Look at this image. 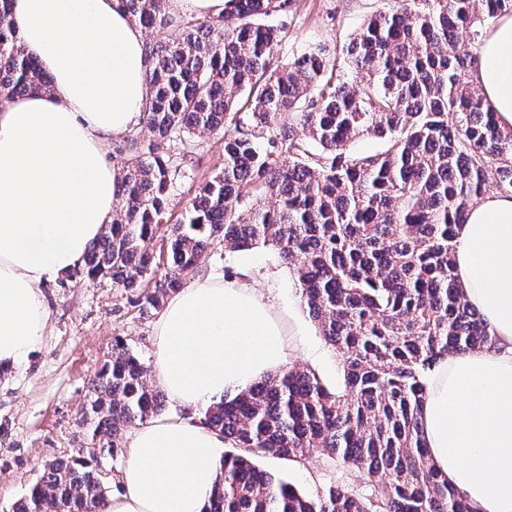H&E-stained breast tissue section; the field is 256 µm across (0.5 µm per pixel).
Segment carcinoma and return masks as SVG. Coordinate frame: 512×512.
<instances>
[{
	"label": "carcinoma",
	"instance_id": "cac0c4a2",
	"mask_svg": "<svg viewBox=\"0 0 512 512\" xmlns=\"http://www.w3.org/2000/svg\"><path fill=\"white\" fill-rule=\"evenodd\" d=\"M0 0V101L47 91ZM169 0H122L141 27L178 36L148 48L149 138L129 135L119 206L80 280L110 278L158 308L215 242L272 246L344 373L341 391L288 367L207 408L224 454L205 512H477L431 463L420 411L425 377L450 353L496 337L454 275L456 227L492 189L512 196V130L469 80L490 24L512 0H399L363 24L348 59L317 45L275 60L292 0H228L219 17L177 20ZM278 17L277 24H265ZM234 129L224 168L169 226V263L149 245L168 222L173 180L196 153L191 134ZM361 136L385 141L351 149ZM82 408L91 448L50 460L9 512H99V463L124 429L165 409L147 365L117 339ZM326 455L349 478L314 494L254 462Z\"/></svg>",
	"mask_w": 512,
	"mask_h": 512
}]
</instances>
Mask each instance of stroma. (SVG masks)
I'll return each instance as SVG.
<instances>
[{
  "label": "stroma",
  "instance_id": "stroma-1",
  "mask_svg": "<svg viewBox=\"0 0 512 512\" xmlns=\"http://www.w3.org/2000/svg\"><path fill=\"white\" fill-rule=\"evenodd\" d=\"M394 0H293L288 35L278 49L289 58L318 44L346 46L364 21L391 8ZM197 152L182 164L172 189V209L181 212L198 184L224 164L222 133L200 132ZM248 267V280L268 299L290 331L287 363L314 372L328 387L343 386V372L332 348L320 336L301 301V290L274 248L233 250L215 245L188 275V282L236 278ZM50 312L46 336L29 362L0 376V512L24 495L46 461L78 457L86 448L81 409L92 392V378L109 360L114 338L144 362L155 350L160 310H143L135 293L101 278L91 285L65 277L42 288ZM256 463L307 493L342 475L335 462L313 455L301 462L269 454Z\"/></svg>",
  "mask_w": 512,
  "mask_h": 512
}]
</instances>
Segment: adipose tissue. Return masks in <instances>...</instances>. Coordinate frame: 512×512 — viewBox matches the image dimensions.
Segmentation results:
<instances>
[{"label":"adipose tissue","mask_w":512,"mask_h":512,"mask_svg":"<svg viewBox=\"0 0 512 512\" xmlns=\"http://www.w3.org/2000/svg\"><path fill=\"white\" fill-rule=\"evenodd\" d=\"M25 53L53 78L0 108V369L42 345L41 287L79 268L112 220L121 186L109 139L138 126L152 67L121 0H12ZM512 128V15L496 19L472 74ZM455 273L496 345L441 359L421 427L436 469L478 512H512V198L475 203L459 229ZM288 331L243 281L196 282L158 320L153 371L181 415L135 431L107 512H205L224 440L201 408L282 365Z\"/></svg>","instance_id":"ef3b65f1"}]
</instances>
